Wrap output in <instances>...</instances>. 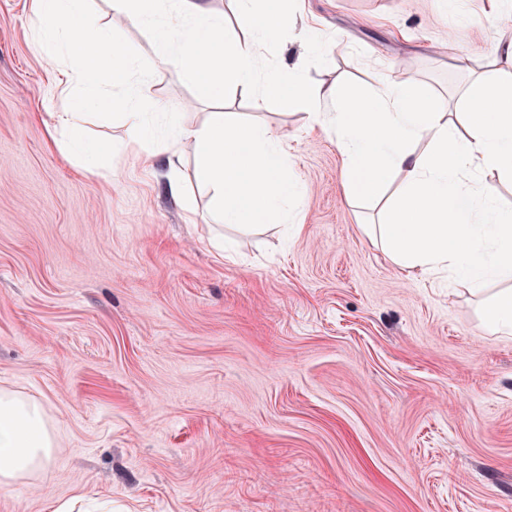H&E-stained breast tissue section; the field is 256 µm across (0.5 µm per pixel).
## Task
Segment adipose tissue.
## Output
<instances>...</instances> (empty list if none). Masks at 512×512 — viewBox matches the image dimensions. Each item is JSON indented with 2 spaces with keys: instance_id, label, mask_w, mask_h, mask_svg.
Here are the masks:
<instances>
[{
  "instance_id": "1",
  "label": "adipose tissue",
  "mask_w": 512,
  "mask_h": 512,
  "mask_svg": "<svg viewBox=\"0 0 512 512\" xmlns=\"http://www.w3.org/2000/svg\"><path fill=\"white\" fill-rule=\"evenodd\" d=\"M35 49L51 61L77 59L64 69L60 94L66 112L52 113L62 150L80 163L110 170V151L79 135L82 110L114 108L105 86L125 87L132 59L103 29L84 21L86 0H33ZM234 28L203 0H112L129 24L151 32L145 75L178 67L183 77L211 96L232 88L248 94L255 108L285 98L306 112L311 125L329 126L343 159L347 199H383L382 219L372 234L385 254L412 277L445 271L481 293L491 282L504 288L486 313L487 327L512 334V211L501 208L486 173L512 179V44L493 69L466 89L463 112L387 79L370 93L309 84L305 69L259 70L261 46L280 40L293 0H239ZM155 102L129 93L123 116L129 146L155 141L150 116ZM170 136L158 142L176 155L181 141L194 146L195 177L229 225L290 223L305 197L303 184L288 174L290 158L281 138L265 123L238 122L229 112H212L200 124L170 116ZM56 439L42 406L0 389V489L46 469Z\"/></svg>"
}]
</instances>
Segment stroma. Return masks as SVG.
Wrapping results in <instances>:
<instances>
[{
    "label": "stroma",
    "instance_id": "1",
    "mask_svg": "<svg viewBox=\"0 0 512 512\" xmlns=\"http://www.w3.org/2000/svg\"><path fill=\"white\" fill-rule=\"evenodd\" d=\"M486 0H300L296 28L334 50L310 83L361 93L382 76L456 106L512 25ZM30 0H0V389L36 399L52 464L0 490V512L82 496L112 512H512V335L497 293L406 276L348 203L332 130L295 104L201 99L177 68L134 75L185 122L217 109L282 135L307 197L300 226L216 223L181 146L96 175L49 134L56 65ZM469 60V71L458 67ZM224 236L227 260L202 241Z\"/></svg>",
    "mask_w": 512,
    "mask_h": 512
}]
</instances>
